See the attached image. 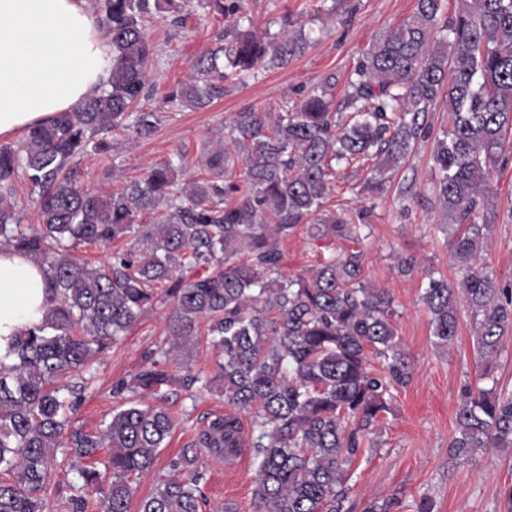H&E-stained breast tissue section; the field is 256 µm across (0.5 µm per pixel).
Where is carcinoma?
<instances>
[{
    "mask_svg": "<svg viewBox=\"0 0 512 512\" xmlns=\"http://www.w3.org/2000/svg\"><path fill=\"white\" fill-rule=\"evenodd\" d=\"M112 39L108 87L75 112L27 129L17 145H0V246L47 266L51 298L41 325L11 337L0 363V512H48L56 449L82 461L72 512H87L100 496L102 512H130L138 478L152 469L174 428L163 402L183 384L150 358L116 392L131 393L96 432L70 413L90 361L131 329L161 299L173 301L169 348L197 335L199 324L220 353L216 384L231 410L213 418L169 462L162 479L139 499L137 512H200L201 456L249 451L257 462L255 512H347L351 466L364 438L380 427L413 367L393 321L394 299L369 288L360 244L371 234L366 212L353 222L324 209L335 184L334 163L374 162L363 189L385 190L384 174L415 145L433 139L434 187L452 233L451 258L465 270L459 286L431 279L422 301L436 344L458 336L459 310H470L480 361L496 355L512 327V283L503 287L477 265L484 233L496 214L481 199L496 170L512 156V0H416L415 11L390 27L351 73L342 119L326 91L273 116L254 107L235 113L230 145L206 160L207 178L184 186L173 161L150 167L121 192L91 193L75 180L91 152L112 150L119 129L146 135L155 113L137 112L156 49L144 18L173 0H97ZM303 29L268 40L253 32L200 52L190 79L166 101L205 107L224 97L227 73L242 76L257 63L282 66L306 44ZM445 96L448 127L432 134L428 112ZM35 198L41 224L21 223L15 178ZM235 196L232 203L226 202ZM157 215L152 224L138 219ZM334 258L311 276L280 274L276 239L299 226ZM135 247L92 267L72 255L78 245L110 246L125 235ZM213 264L206 276L176 271ZM250 418L244 426L243 416ZM449 458L479 450L512 452V390L484 368L457 405ZM108 453L107 472L95 463ZM435 512L431 498L407 505L398 495L364 512Z\"/></svg>",
    "mask_w": 512,
    "mask_h": 512,
    "instance_id": "1",
    "label": "carcinoma"
}]
</instances>
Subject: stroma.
<instances>
[{"label":"stroma","instance_id":"stroma-1","mask_svg":"<svg viewBox=\"0 0 512 512\" xmlns=\"http://www.w3.org/2000/svg\"><path fill=\"white\" fill-rule=\"evenodd\" d=\"M240 12L219 16L209 13L199 0H179L176 9L153 13L146 34L157 50L139 102L143 111L155 113L151 136L114 135L110 153L88 156L78 179L90 192L119 191L141 178L146 169L167 160L183 158L180 179L203 177L206 157L227 138L235 112L255 106L280 112L304 97L327 89L337 111H345L348 77L378 38L409 17L416 0H238ZM300 21L308 37L305 50L281 67L257 64L241 78L224 82V97L201 109L165 104L166 92L187 81L189 64L202 50L218 41H232L237 32L256 29L274 37L283 17ZM431 142L418 143L412 155L388 173V191L375 200L368 218L372 234L363 243V276L368 285L385 288L395 299L396 334L413 364L410 383L398 391L392 411L374 437L375 447L365 449L352 466L348 501L350 512H363L373 501L396 494L412 501L431 496L435 512H505L502 492L512 484V455L480 452L471 459L448 458V441L456 430L455 411L464 385L478 370L473 321L467 310L459 312V331L449 348L435 345L431 313L421 300L429 277L457 283L463 271L449 256L448 229L432 186ZM370 167L336 168L329 208L355 215L364 204L360 188L370 177ZM488 207L497 221L486 233L487 248L481 266L494 279L512 282V159L498 169ZM284 275H306L312 266L331 256L322 242L303 231L280 239ZM414 263L411 274H399L401 260ZM172 305L159 302L145 311L138 325L88 367L87 388L74 419L88 431L110 420L121 401L112 389L144 365L154 350L168 346V317ZM218 356L204 339L183 347L168 368L177 377L212 375ZM166 407L176 426L153 468L140 479V495L149 494L169 474L171 458L190 444L198 430L226 407L219 392L194 383L180 389ZM201 482L207 504L215 512L233 503L238 512H253V477L256 463L241 456L238 466L226 467L204 459Z\"/></svg>","mask_w":512,"mask_h":512}]
</instances>
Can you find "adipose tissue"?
<instances>
[{"mask_svg":"<svg viewBox=\"0 0 512 512\" xmlns=\"http://www.w3.org/2000/svg\"><path fill=\"white\" fill-rule=\"evenodd\" d=\"M112 76V40L86 0H0V141L75 111ZM45 266L0 250V355L11 336L42 323Z\"/></svg>","mask_w":512,"mask_h":512,"instance_id":"obj_1","label":"adipose tissue"}]
</instances>
